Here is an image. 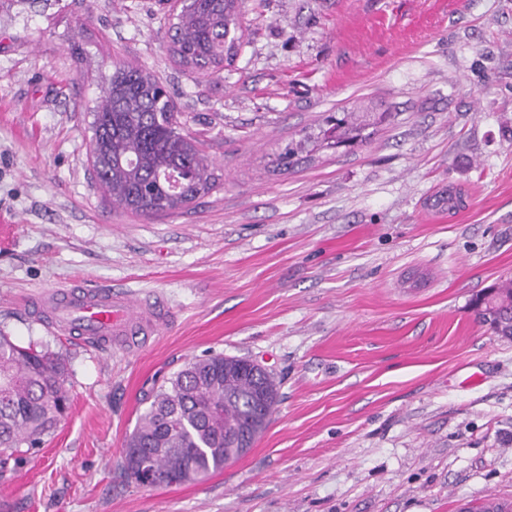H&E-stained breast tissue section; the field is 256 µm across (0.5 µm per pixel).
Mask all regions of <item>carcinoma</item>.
Wrapping results in <instances>:
<instances>
[{
	"label": "carcinoma",
	"mask_w": 512,
	"mask_h": 512,
	"mask_svg": "<svg viewBox=\"0 0 512 512\" xmlns=\"http://www.w3.org/2000/svg\"><path fill=\"white\" fill-rule=\"evenodd\" d=\"M238 0H184L171 25L172 52L195 74H213L240 46ZM377 124L371 112H338L289 141L277 167L288 169L320 149L348 146ZM91 155L95 175L128 212L173 214L216 188L210 164L182 133L178 112L162 84L138 67L119 66L93 114ZM181 170L184 188L167 174ZM493 330L512 336V302L496 311ZM62 356L23 347L0 332V469L21 449L38 448L70 407ZM278 403L268 372L253 375L248 359L211 354L190 360L153 389L123 448L127 479L140 482L143 461L153 482L193 483L244 455L264 431Z\"/></svg>",
	"instance_id": "carcinoma-1"
}]
</instances>
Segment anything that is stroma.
I'll return each mask as SVG.
<instances>
[{
	"label": "stroma",
	"instance_id": "stroma-1",
	"mask_svg": "<svg viewBox=\"0 0 512 512\" xmlns=\"http://www.w3.org/2000/svg\"><path fill=\"white\" fill-rule=\"evenodd\" d=\"M234 60L171 51L174 0H0V332L64 358L73 402L0 472V512H458L512 500V338L474 301L512 279V0H240ZM169 90L218 186L142 216L92 177L116 66ZM362 143L272 160L341 108ZM453 194L440 218L430 198ZM76 282L164 296L135 354L29 301ZM252 358L279 401L202 483L127 481L145 396L192 358Z\"/></svg>",
	"mask_w": 512,
	"mask_h": 512
}]
</instances>
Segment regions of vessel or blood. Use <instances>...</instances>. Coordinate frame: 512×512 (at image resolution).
Masks as SVG:
<instances>
[{"instance_id":"obj_1","label":"vessel or blood","mask_w":512,"mask_h":512,"mask_svg":"<svg viewBox=\"0 0 512 512\" xmlns=\"http://www.w3.org/2000/svg\"><path fill=\"white\" fill-rule=\"evenodd\" d=\"M31 307L60 335L103 346L115 342L131 351L139 350L145 338L156 335L171 320L160 295L139 297L126 290L59 288L36 297Z\"/></svg>"}]
</instances>
